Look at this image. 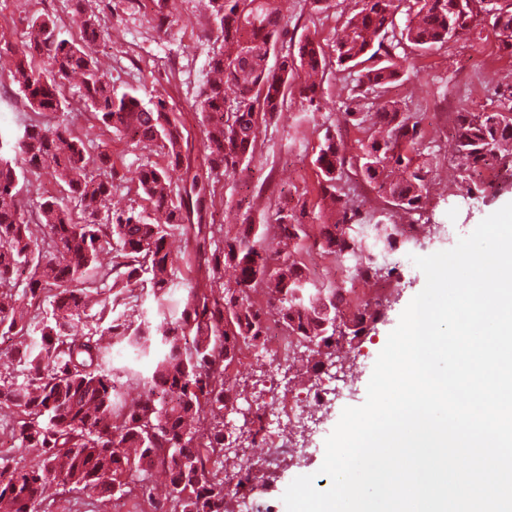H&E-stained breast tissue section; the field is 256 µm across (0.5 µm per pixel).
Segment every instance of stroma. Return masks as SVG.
Returning a JSON list of instances; mask_svg holds the SVG:
<instances>
[{
    "label": "stroma",
    "instance_id": "35a3bbf8",
    "mask_svg": "<svg viewBox=\"0 0 512 512\" xmlns=\"http://www.w3.org/2000/svg\"><path fill=\"white\" fill-rule=\"evenodd\" d=\"M354 2L331 0L330 9L316 14L310 11L306 0H289L290 37L313 34L324 44H331L343 12L350 10ZM89 5L106 21L97 42V57L114 93L161 94L169 110L179 114L184 123V153L189 166L199 167L204 138L198 112L199 92L207 80L214 49L204 0H89ZM72 8V0H0V51L20 47L35 16H50L62 32L75 34ZM411 62L407 80L396 86L392 95L406 103L410 111L421 113L425 143L436 155L439 166L421 208L398 213L397 221L405 225L435 224L439 232L417 245L397 244L381 259L384 277L358 285L356 298L379 299L383 305L381 318L361 339L354 393L340 400L338 409L333 410L322 432L315 436L300 471L264 472L262 501L271 512H286L282 495L297 474H316V487L329 488L330 478L319 472L325 441L337 425L342 408L365 402L375 361L389 333L425 286V276L412 263V256L451 249L483 218L512 202V172H491L484 179L485 191L473 200L455 196L456 179L449 164L455 144L454 113L494 107L500 85L512 77V51L504 49L491 18L478 17L465 34L412 56ZM351 83L348 72L332 68L315 101L292 94L276 123L268 127L265 143L250 164V193H243L239 183L223 180L219 190L225 200L241 203L256 224L272 222L276 198L281 193L305 203L307 210H314L318 202L314 159L324 129L335 126L350 155L360 137L359 131L344 125L342 118ZM32 114L18 87L7 75L0 74V132H21ZM107 144L123 159L114 174V181L120 186V207H142V199L125 176L150 160V153L115 137ZM186 167H170L172 181H180Z\"/></svg>",
    "mask_w": 512,
    "mask_h": 512
}]
</instances>
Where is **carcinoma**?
<instances>
[{
    "instance_id": "cac0c4a2",
    "label": "carcinoma",
    "mask_w": 512,
    "mask_h": 512,
    "mask_svg": "<svg viewBox=\"0 0 512 512\" xmlns=\"http://www.w3.org/2000/svg\"><path fill=\"white\" fill-rule=\"evenodd\" d=\"M282 0H207L216 51L211 78L200 92L206 170L188 184L172 182L168 166L183 162L181 118L159 96L144 100L112 92L94 46L104 20L82 16L80 37L65 36L49 17L31 19L22 48L0 56V69L24 94L35 117L14 137L0 133V335L22 338L0 372V418L23 452L36 461L21 468L0 465V512H51L43 496L53 481L112 503L141 498L153 512H230L224 485L228 470L250 463L225 456V412L258 400L267 371L240 384L224 379V356L261 348L270 316L296 338L285 366L336 358V315L351 310L358 338L377 321L368 301H352L331 281H316L303 255L317 251L350 268L362 280L381 277L378 257L394 249L399 224L360 215L347 199L356 169L371 190L408 211L428 193L435 156L424 146L421 118L390 97L408 73V51L424 52L470 30L480 15L493 20L512 50V0H414V14L396 29L403 0H360L343 22L327 54L304 35L297 51L268 64L288 33ZM355 71L343 122L357 128L356 155L347 156L336 132L325 128L315 158L317 213L305 224L297 206L284 201L272 224L203 222L207 208H224L219 178L242 179L262 146L263 130L278 118L288 95L314 101L316 77L329 65ZM81 79L89 129L129 139L135 149L167 160L130 172L148 207L112 210L116 160L107 146L91 155L65 118L63 81ZM500 105L459 112L451 159L458 182L470 184L494 162L512 170V84L498 92ZM378 100L376 111L363 102ZM50 168L60 194L35 202L29 187ZM184 250L174 254L169 240ZM112 254L110 265L98 262ZM207 269L202 279L193 271ZM186 297L166 310L176 279ZM150 285L157 319L110 318L135 307L138 288ZM155 354L152 373L106 368L108 347ZM136 386L129 401L120 388ZM255 418L235 434L243 448L255 445ZM167 474L168 489L153 498L150 477Z\"/></svg>"
}]
</instances>
